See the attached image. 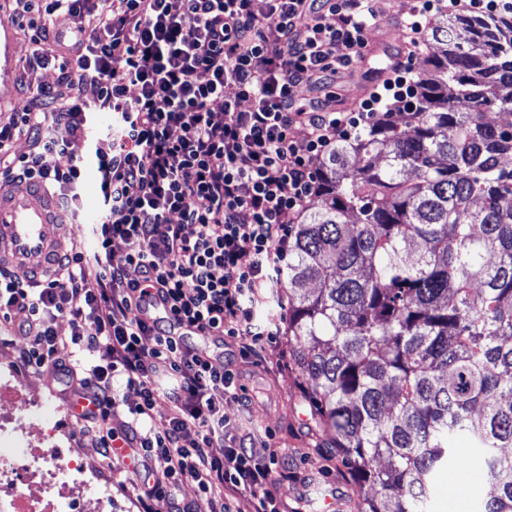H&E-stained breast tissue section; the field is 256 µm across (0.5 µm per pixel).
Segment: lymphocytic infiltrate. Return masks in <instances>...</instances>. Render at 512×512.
<instances>
[{"label":"lymphocytic infiltrate","instance_id":"f902f5d3","mask_svg":"<svg viewBox=\"0 0 512 512\" xmlns=\"http://www.w3.org/2000/svg\"><path fill=\"white\" fill-rule=\"evenodd\" d=\"M14 2L12 22L32 31L29 64L58 69V86L45 95L64 106H26L0 120V153L15 136L34 138L30 153L0 166V184L40 185L71 204L92 167L106 206L92 227L95 251L70 250L60 276L33 285L0 270V314L28 313L17 328L29 341L22 365L51 374L60 394L93 402L85 417L104 457L137 462L139 512H193L192 491L208 497L211 512H234L228 488L249 494L255 512H279L270 462L248 453L224 413L225 401L240 397L234 371L173 330L239 338L245 358L280 335L289 239L317 191L312 161L376 113L409 111L411 60L383 68L381 90L356 110H336L329 94L303 109L300 88L330 84L364 59L371 0H268L260 15L253 0ZM459 10L512 15V0H415L403 22L406 42H425L431 13ZM77 13L92 27L69 29L66 18ZM87 82L97 90L92 103L81 93ZM97 110L111 122L90 160L60 165ZM299 126L301 138L293 134ZM118 241L124 252L115 251ZM154 298L164 311L148 321ZM263 305L275 311L259 322ZM58 317L69 318V339L56 332ZM147 339L168 365L171 391L144 358ZM70 344L94 352L98 364L76 371L64 355ZM116 379L139 398L119 432L107 423ZM163 396L181 413L160 424ZM118 441L129 456L114 454ZM217 443L220 458L210 453Z\"/></svg>","mask_w":512,"mask_h":512}]
</instances>
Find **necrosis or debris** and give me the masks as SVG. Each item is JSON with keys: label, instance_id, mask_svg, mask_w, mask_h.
I'll list each match as a JSON object with an SVG mask.
<instances>
[{"label": "necrosis or debris", "instance_id": "1", "mask_svg": "<svg viewBox=\"0 0 512 512\" xmlns=\"http://www.w3.org/2000/svg\"><path fill=\"white\" fill-rule=\"evenodd\" d=\"M95 473L63 448L55 431L31 438L0 415V512H112Z\"/></svg>", "mask_w": 512, "mask_h": 512}]
</instances>
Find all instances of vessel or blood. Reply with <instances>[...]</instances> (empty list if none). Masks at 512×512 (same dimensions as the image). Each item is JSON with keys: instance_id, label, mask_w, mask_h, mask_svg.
I'll list each match as a JSON object with an SVG mask.
<instances>
[{"instance_id": "1", "label": "vessel or blood", "mask_w": 512, "mask_h": 512, "mask_svg": "<svg viewBox=\"0 0 512 512\" xmlns=\"http://www.w3.org/2000/svg\"><path fill=\"white\" fill-rule=\"evenodd\" d=\"M68 231L56 200L41 189L0 190V266L29 278L46 276Z\"/></svg>"}]
</instances>
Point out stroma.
I'll return each instance as SVG.
<instances>
[{
	"label": "stroma",
	"mask_w": 512,
	"mask_h": 512,
	"mask_svg": "<svg viewBox=\"0 0 512 512\" xmlns=\"http://www.w3.org/2000/svg\"><path fill=\"white\" fill-rule=\"evenodd\" d=\"M376 33L366 58L350 71L340 73L331 90L335 104L343 111L353 110L357 102L377 86L381 68L395 57L413 55L414 67H422L425 50L410 51L403 40L401 23L410 4L408 0H372ZM12 0H0V115L22 107L21 83L31 87L54 85L58 71L54 68L29 69V36L23 27L10 20ZM101 195L93 175H86L78 189L76 214L70 217V231L65 247L91 250L93 240L88 223L98 214ZM189 345H203L211 355L229 359L237 382L245 389L241 401H228L224 412L239 420L243 428L253 430L251 451L263 458L278 453L279 464L273 468L274 490L281 512H325L327 500L338 501L341 512H356L355 503L361 488L349 477L336 459L335 449L327 447L314 429L312 412L304 402L294 370L289 366L288 337L277 336L268 343L259 359L239 355V342L229 336L204 338L186 336ZM16 388L0 394V410L16 411L20 396L40 398L46 410L41 419L30 422L32 430L56 428L66 436L85 466L93 468L103 482L112 486L117 512H138L136 496L126 472L109 470L95 441L83 436L81 419L63 411L64 403L50 376L36 375L24 367L16 369ZM458 452L452 467L438 473L433 485L432 512H474L475 501L490 492L481 470V462L468 450L465 440H457Z\"/></svg>",
	"instance_id": "35a3bbf8"
}]
</instances>
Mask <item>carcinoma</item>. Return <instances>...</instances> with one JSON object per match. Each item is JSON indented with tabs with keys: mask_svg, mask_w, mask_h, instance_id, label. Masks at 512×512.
<instances>
[{
	"mask_svg": "<svg viewBox=\"0 0 512 512\" xmlns=\"http://www.w3.org/2000/svg\"><path fill=\"white\" fill-rule=\"evenodd\" d=\"M429 36L403 121L317 170L288 248L290 359L368 490L358 512H428L458 438L491 485L479 512H512V121L487 118H512V27L442 15Z\"/></svg>",
	"mask_w": 512,
	"mask_h": 512,
	"instance_id": "cac0c4a2",
	"label": "carcinoma"
}]
</instances>
